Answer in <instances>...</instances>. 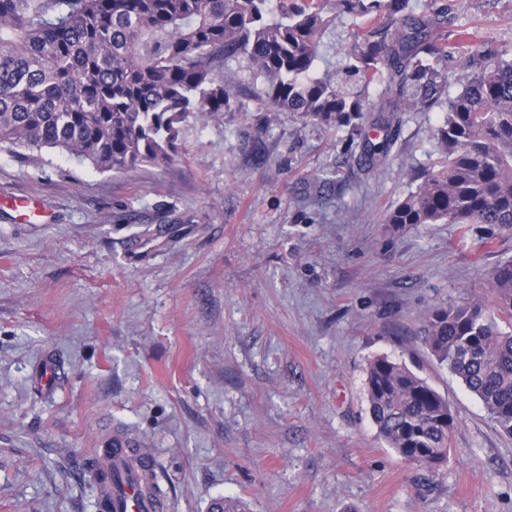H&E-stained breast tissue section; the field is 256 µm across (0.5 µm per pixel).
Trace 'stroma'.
Listing matches in <instances>:
<instances>
[{"label": "stroma", "instance_id": "obj_1", "mask_svg": "<svg viewBox=\"0 0 512 512\" xmlns=\"http://www.w3.org/2000/svg\"><path fill=\"white\" fill-rule=\"evenodd\" d=\"M447 3L452 70L482 42L512 49V0ZM443 117L397 113L370 165L350 128L251 92L189 120L164 166L0 150V197L45 213L0 207V512H98L85 465L116 431L151 448L170 512H512V437L420 336L426 310L489 297L512 232L384 222ZM382 355L453 409L439 470L377 434L365 379Z\"/></svg>", "mask_w": 512, "mask_h": 512}]
</instances>
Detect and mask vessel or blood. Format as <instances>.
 <instances>
[{"mask_svg": "<svg viewBox=\"0 0 512 512\" xmlns=\"http://www.w3.org/2000/svg\"><path fill=\"white\" fill-rule=\"evenodd\" d=\"M132 442L121 435L114 436L110 448L101 454L100 462L110 474V498L113 512H168L169 502L164 492H145L143 479L154 473L153 461L141 466L131 464Z\"/></svg>", "mask_w": 512, "mask_h": 512, "instance_id": "1", "label": "vessel or blood"}]
</instances>
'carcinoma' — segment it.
Wrapping results in <instances>:
<instances>
[{"label":"carcinoma","mask_w":512,"mask_h":512,"mask_svg":"<svg viewBox=\"0 0 512 512\" xmlns=\"http://www.w3.org/2000/svg\"><path fill=\"white\" fill-rule=\"evenodd\" d=\"M367 27L317 73L338 17ZM448 5L414 0H0V146L55 149L100 172L168 163L188 118L236 111L244 60L264 105L324 125L354 126L388 78L380 112L445 108L441 160L389 211L398 229L494 224L512 231V53L482 45L449 93ZM492 300L428 310L431 354L512 436V260L489 273ZM378 436L431 471L448 462L455 416L426 380L387 356L367 369ZM105 505V476L88 462Z\"/></svg>","instance_id":"carcinoma-1"}]
</instances>
